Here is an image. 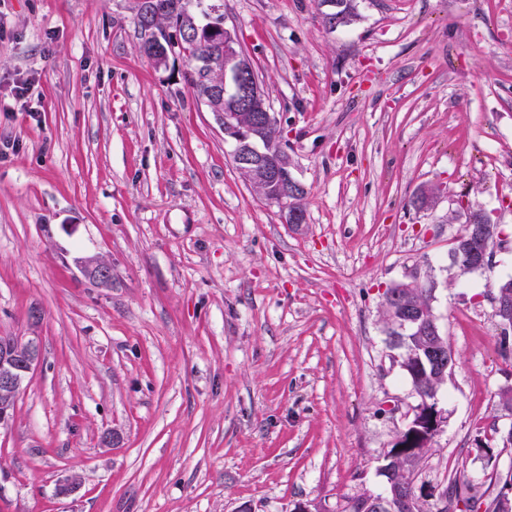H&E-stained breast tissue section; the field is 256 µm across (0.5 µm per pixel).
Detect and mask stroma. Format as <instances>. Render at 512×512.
Segmentation results:
<instances>
[{
  "label": "stroma",
  "mask_w": 512,
  "mask_h": 512,
  "mask_svg": "<svg viewBox=\"0 0 512 512\" xmlns=\"http://www.w3.org/2000/svg\"><path fill=\"white\" fill-rule=\"evenodd\" d=\"M224 0L307 222L253 192L213 112L141 50L135 0H0V337L41 359L0 427V512H344L418 397L382 312L435 282L457 354L417 482L512 469V0ZM26 85L17 94L18 85ZM442 185L432 209L411 201ZM483 209L508 248L457 280ZM98 258L112 285L83 275ZM77 476L79 488L55 492ZM324 1V4L330 7L327 12L322 14L323 25L328 30H332L328 21L333 16H326V14L334 15L336 13V29L352 24L359 17L356 0H338L337 3L335 0Z\"/></svg>",
  "instance_id": "1"
}]
</instances>
